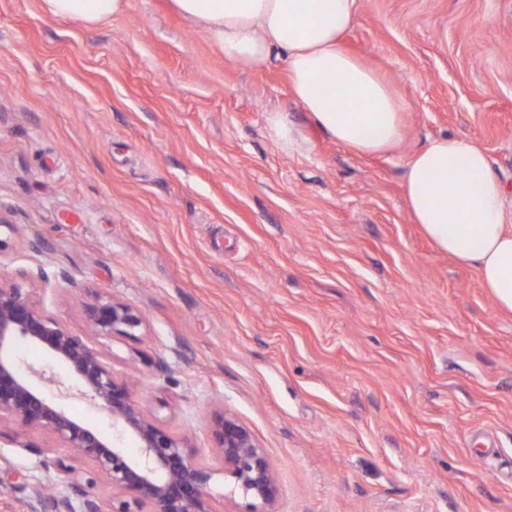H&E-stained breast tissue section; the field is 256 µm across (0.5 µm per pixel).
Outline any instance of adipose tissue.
I'll return each mask as SVG.
<instances>
[{
    "mask_svg": "<svg viewBox=\"0 0 512 512\" xmlns=\"http://www.w3.org/2000/svg\"><path fill=\"white\" fill-rule=\"evenodd\" d=\"M55 17L96 23L124 0H42ZM204 28L225 59L248 69L284 54L294 98L336 142L364 155L392 150L404 104L391 83L340 45L356 0H172ZM406 203L435 247L475 267L497 307L512 312V214L484 149L440 137L417 151L403 174Z\"/></svg>",
    "mask_w": 512,
    "mask_h": 512,
    "instance_id": "adipose-tissue-1",
    "label": "adipose tissue"
}]
</instances>
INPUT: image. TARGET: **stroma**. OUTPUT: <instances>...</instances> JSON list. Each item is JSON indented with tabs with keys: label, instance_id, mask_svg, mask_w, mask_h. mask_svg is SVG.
Returning a JSON list of instances; mask_svg holds the SVG:
<instances>
[{
	"label": "stroma",
	"instance_id": "1",
	"mask_svg": "<svg viewBox=\"0 0 512 512\" xmlns=\"http://www.w3.org/2000/svg\"><path fill=\"white\" fill-rule=\"evenodd\" d=\"M342 46L406 103L385 154L320 129L283 56L239 67L171 0L92 25L0 0V279L45 270L36 300L82 336L93 294L144 313L90 343L213 469L215 512L249 510L209 453L219 411L270 458L276 512H512V313L402 186L429 140L468 138L512 210V0H356ZM65 406L138 456L91 401ZM17 432L0 422V512L65 479ZM268 125L272 137L278 144L288 148L294 141L293 128L280 113L276 112L269 116Z\"/></svg>",
	"mask_w": 512,
	"mask_h": 512
}]
</instances>
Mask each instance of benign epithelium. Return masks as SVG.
Segmentation results:
<instances>
[{
	"label": "benign epithelium",
	"instance_id": "obj_1",
	"mask_svg": "<svg viewBox=\"0 0 512 512\" xmlns=\"http://www.w3.org/2000/svg\"><path fill=\"white\" fill-rule=\"evenodd\" d=\"M36 278L48 281L42 270L34 276L23 273L14 280H0V420H12L23 430L47 429L78 456L94 462L92 476L84 478L63 460L49 458L45 449L19 442L39 457L41 465L52 464L66 476L62 489L52 496L53 512H105L89 492L99 480L126 494V500L112 512H216L208 493L212 469L195 459L187 440L170 434L139 411L129 383L114 374L96 348L44 312L32 294L31 281ZM84 308L94 336L134 338L144 324L141 311L110 297L96 295ZM19 339L65 363L75 378V388L136 439L139 456L130 457L69 414L60 398L37 389L30 377L49 385L55 377L32 367L30 375L21 373L15 354ZM212 435L224 475L242 496L252 499L251 512H275L272 465L252 434L235 418L218 413Z\"/></svg>",
	"mask_w": 512,
	"mask_h": 512
}]
</instances>
